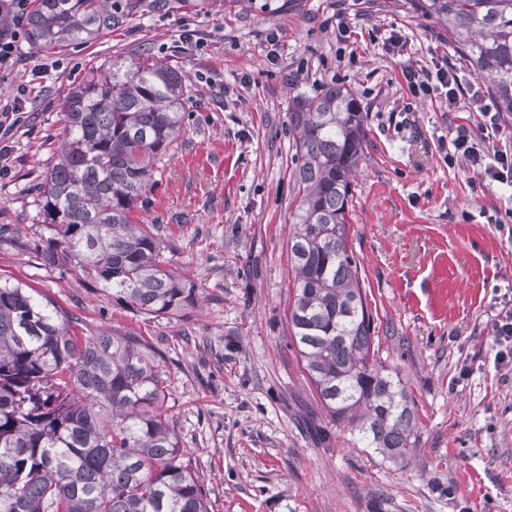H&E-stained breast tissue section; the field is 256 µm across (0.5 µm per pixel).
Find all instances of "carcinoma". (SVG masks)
I'll return each instance as SVG.
<instances>
[{"instance_id":"carcinoma-1","label":"carcinoma","mask_w":512,"mask_h":512,"mask_svg":"<svg viewBox=\"0 0 512 512\" xmlns=\"http://www.w3.org/2000/svg\"><path fill=\"white\" fill-rule=\"evenodd\" d=\"M467 58L512 124V0H409ZM136 0H34V50L96 40ZM186 75L141 53L97 66L62 104L63 136L37 187L44 262L121 308L158 318L194 305L153 224L134 218L184 129ZM368 115L350 89L297 93L288 324L333 426L383 458L419 444L415 400L377 359L376 326L349 243ZM162 357L135 330L87 334L78 318L0 278V512H209L193 452L163 410Z\"/></svg>"}]
</instances>
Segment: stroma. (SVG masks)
<instances>
[{
    "instance_id": "1",
    "label": "stroma",
    "mask_w": 512,
    "mask_h": 512,
    "mask_svg": "<svg viewBox=\"0 0 512 512\" xmlns=\"http://www.w3.org/2000/svg\"><path fill=\"white\" fill-rule=\"evenodd\" d=\"M195 28L201 44L180 41ZM280 32L278 47L267 37ZM403 53L384 44L390 33ZM276 60H269L270 49ZM148 53L185 72L189 121L134 216L154 224L197 303L160 319L128 313L35 250V188L63 133L61 104L101 62ZM25 58L48 71L8 140L0 178V277L50 296L91 331L132 328L166 356L164 408L191 449L211 512H512V366L496 362L493 319L512 296V196L449 164L448 140L492 94L452 112L420 102L404 67L447 60L476 75L408 0H139L97 41ZM216 85L200 82V75ZM349 88L368 114L350 242L379 332V356L416 401L408 464L327 425L292 346L288 105Z\"/></svg>"
}]
</instances>
